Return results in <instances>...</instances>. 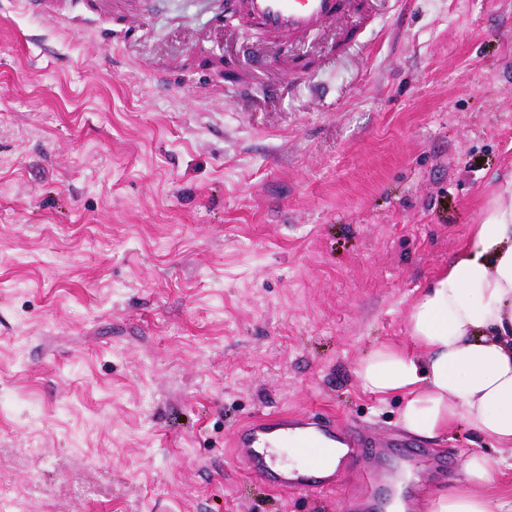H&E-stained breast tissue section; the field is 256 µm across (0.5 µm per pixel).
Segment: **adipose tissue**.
I'll return each instance as SVG.
<instances>
[{
  "label": "adipose tissue",
  "instance_id": "ef3b65f1",
  "mask_svg": "<svg viewBox=\"0 0 512 512\" xmlns=\"http://www.w3.org/2000/svg\"><path fill=\"white\" fill-rule=\"evenodd\" d=\"M354 375L379 400L401 397L410 435L435 442L462 422L496 442V454L464 455L461 480L430 495L426 512H512L488 493L512 467V184L412 304L407 342L378 345Z\"/></svg>",
  "mask_w": 512,
  "mask_h": 512
}]
</instances>
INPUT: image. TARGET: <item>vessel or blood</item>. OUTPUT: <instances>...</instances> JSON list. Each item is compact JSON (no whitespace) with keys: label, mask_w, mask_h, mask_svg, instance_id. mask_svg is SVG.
<instances>
[{"label":"vessel or blood","mask_w":512,"mask_h":512,"mask_svg":"<svg viewBox=\"0 0 512 512\" xmlns=\"http://www.w3.org/2000/svg\"><path fill=\"white\" fill-rule=\"evenodd\" d=\"M373 0H244L246 14L258 20L273 36L275 44L299 45L311 36L349 24L351 18L367 19ZM318 439L324 447L323 462L303 461L287 468L280 457L293 452L302 457L309 438ZM342 440L346 455L358 457L363 442L356 429H347L344 438H337L334 426L308 417L293 421L287 417L260 416L238 430L234 448L246 468L279 490H332L337 481L325 460L330 457L331 444Z\"/></svg>","instance_id":"vessel-or-blood-1"}]
</instances>
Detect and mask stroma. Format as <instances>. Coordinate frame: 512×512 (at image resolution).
I'll return each mask as SVG.
<instances>
[{"mask_svg": "<svg viewBox=\"0 0 512 512\" xmlns=\"http://www.w3.org/2000/svg\"><path fill=\"white\" fill-rule=\"evenodd\" d=\"M60 4L0 0V512H364L375 448L421 453L383 505L494 452L354 369L512 181V0L378 7L294 75L208 0ZM268 413L366 451L274 490L230 449Z\"/></svg>", "mask_w": 512, "mask_h": 512, "instance_id": "1", "label": "stroma"}]
</instances>
